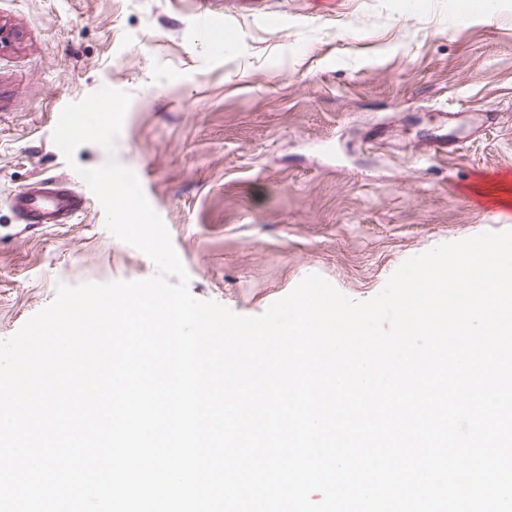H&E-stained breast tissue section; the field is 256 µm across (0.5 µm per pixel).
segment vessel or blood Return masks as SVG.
Returning a JSON list of instances; mask_svg holds the SVG:
<instances>
[{"mask_svg":"<svg viewBox=\"0 0 512 512\" xmlns=\"http://www.w3.org/2000/svg\"><path fill=\"white\" fill-rule=\"evenodd\" d=\"M12 202L24 219L35 224L60 223L62 218L75 215L82 205L72 189L52 180L17 190Z\"/></svg>","mask_w":512,"mask_h":512,"instance_id":"vessel-or-blood-1","label":"vessel or blood"}]
</instances>
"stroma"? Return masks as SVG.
Listing matches in <instances>:
<instances>
[{
    "label": "stroma",
    "instance_id": "stroma-1",
    "mask_svg": "<svg viewBox=\"0 0 512 512\" xmlns=\"http://www.w3.org/2000/svg\"><path fill=\"white\" fill-rule=\"evenodd\" d=\"M483 3L209 0L219 53L200 0H0V339L58 283L156 272L107 229L79 165L137 174L191 294L243 316L310 274L364 301L410 257L512 230L483 193L512 184V0ZM104 85L132 96L122 129L68 165L60 111ZM443 135L449 154L421 157ZM40 179L83 213L19 217L12 192Z\"/></svg>",
    "mask_w": 512,
    "mask_h": 512
}]
</instances>
